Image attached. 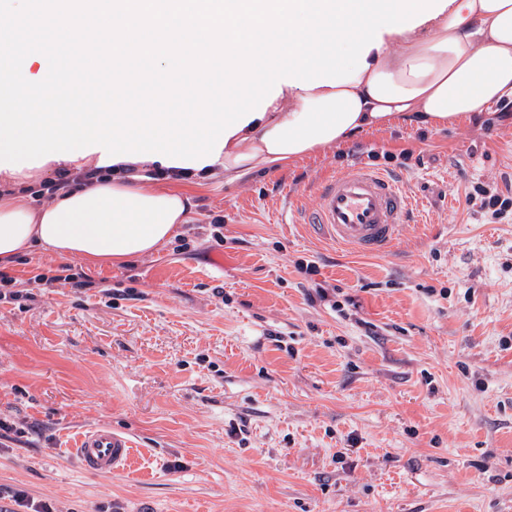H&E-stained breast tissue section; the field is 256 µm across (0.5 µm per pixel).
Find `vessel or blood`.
Returning a JSON list of instances; mask_svg holds the SVG:
<instances>
[{
  "label": "vessel or blood",
  "instance_id": "b4317fda",
  "mask_svg": "<svg viewBox=\"0 0 512 512\" xmlns=\"http://www.w3.org/2000/svg\"><path fill=\"white\" fill-rule=\"evenodd\" d=\"M417 208L401 177L365 165L330 177L315 189L305 224L321 238L362 255H383L398 243ZM134 444L123 432L98 427L84 434L74 456L79 469L112 475L130 469Z\"/></svg>",
  "mask_w": 512,
  "mask_h": 512
}]
</instances>
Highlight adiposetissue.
I'll return each instance as SVG.
<instances>
[{"label":"adipose tissue","mask_w":512,"mask_h":512,"mask_svg":"<svg viewBox=\"0 0 512 512\" xmlns=\"http://www.w3.org/2000/svg\"><path fill=\"white\" fill-rule=\"evenodd\" d=\"M381 39L355 81L311 90L283 86L263 118L229 137L218 161L178 168L165 183L147 188L131 181L120 162L108 179L59 191L36 207L29 185L62 168L99 164L100 153L0 170V265L34 251L92 265L133 261L186 224L193 206L188 185L219 173L235 183L369 130L400 122L442 128L512 99V0H453L436 18Z\"/></svg>","instance_id":"adipose-tissue-1"}]
</instances>
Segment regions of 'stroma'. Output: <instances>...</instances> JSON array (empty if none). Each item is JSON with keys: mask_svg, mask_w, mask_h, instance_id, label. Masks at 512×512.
Here are the masks:
<instances>
[{"mask_svg": "<svg viewBox=\"0 0 512 512\" xmlns=\"http://www.w3.org/2000/svg\"><path fill=\"white\" fill-rule=\"evenodd\" d=\"M361 164L432 215L381 256L299 222ZM475 183L512 186L511 100L216 176L125 265L20 257L18 280L67 263L93 285L0 301V487L57 512H512V219L467 204ZM102 425L134 472L77 468Z\"/></svg>", "mask_w": 512, "mask_h": 512, "instance_id": "1", "label": "stroma"}]
</instances>
